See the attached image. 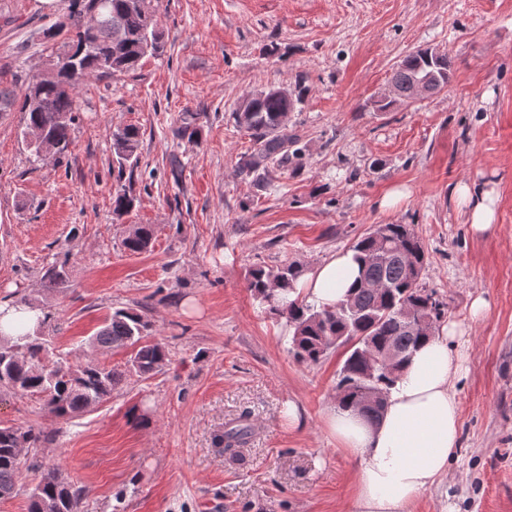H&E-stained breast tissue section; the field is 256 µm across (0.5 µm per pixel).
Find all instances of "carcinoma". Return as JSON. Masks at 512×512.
Returning a JSON list of instances; mask_svg holds the SVG:
<instances>
[{
  "mask_svg": "<svg viewBox=\"0 0 512 512\" xmlns=\"http://www.w3.org/2000/svg\"><path fill=\"white\" fill-rule=\"evenodd\" d=\"M154 0H71L65 41L45 73L32 77L18 93L0 86V112L23 114V137L35 157L44 151H68L71 129L78 112L76 89L89 77L111 78L135 71L142 60L160 57L166 43L159 28ZM454 63L446 53L418 49L397 65L391 95L374 101V111L385 112L394 103L415 96L423 81L434 90L448 86ZM307 88L282 91L269 88L243 98L231 113L235 125L245 130L253 147L241 157L239 168L256 176L262 185L272 181L273 168L288 159L298 142L288 131V114L296 110ZM140 128L125 125L112 131V148L118 172L138 165ZM135 197L123 187L112 194L113 211L123 214ZM154 228L141 224L123 240L132 253L148 250ZM350 250L360 264L357 287L335 305L316 307L300 297L289 299L305 268L292 262L282 266L257 264L247 275L253 298L283 317L292 329L294 358L306 365L320 363L331 351L345 348V360L336 381V403L357 411L370 422L385 410L388 390L394 386L414 353L435 330L445 314L437 292L420 286L426 256L420 238L408 224H377L357 239ZM49 284L63 287L70 279L69 262H52L43 275ZM146 316L117 309L89 338V344L110 350L132 349L123 369L89 359L77 366L48 359L40 330L0 340V390L19 397H35L51 415L71 419L112 398L130 374L148 378L170 361L164 343L150 337ZM398 355L383 368L377 360L385 349ZM249 433V414L224 429L220 443L232 450ZM53 437L28 426L0 427V499L17 494L22 449L37 466L39 449ZM27 512H81L83 491L60 470L49 469L27 493Z\"/></svg>",
  "mask_w": 512,
  "mask_h": 512,
  "instance_id": "1",
  "label": "carcinoma"
}]
</instances>
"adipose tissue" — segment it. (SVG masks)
Listing matches in <instances>:
<instances>
[{
    "label": "adipose tissue",
    "instance_id": "ef3b65f1",
    "mask_svg": "<svg viewBox=\"0 0 512 512\" xmlns=\"http://www.w3.org/2000/svg\"><path fill=\"white\" fill-rule=\"evenodd\" d=\"M359 273L353 252H340L306 272L297 292L316 306H330L356 284ZM464 334L449 324L415 352L379 422L340 407L328 416L339 448L360 459L352 512H412L419 495L447 473L460 441L459 403L450 382L463 370L458 342Z\"/></svg>",
    "mask_w": 512,
    "mask_h": 512
}]
</instances>
